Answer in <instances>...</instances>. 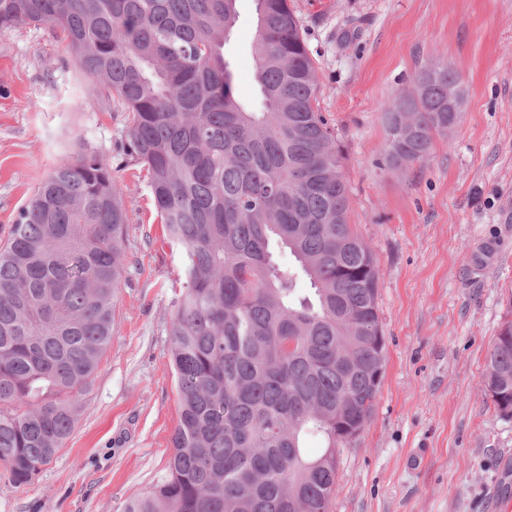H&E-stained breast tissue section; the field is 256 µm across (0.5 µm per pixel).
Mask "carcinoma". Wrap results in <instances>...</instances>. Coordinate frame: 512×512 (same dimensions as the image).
I'll return each instance as SVG.
<instances>
[{"instance_id":"1","label":"carcinoma","mask_w":512,"mask_h":512,"mask_svg":"<svg viewBox=\"0 0 512 512\" xmlns=\"http://www.w3.org/2000/svg\"><path fill=\"white\" fill-rule=\"evenodd\" d=\"M237 0H0V30L49 25L128 112L185 282L169 332L178 419L167 476L125 512H328L340 433L365 428L386 346L379 265L349 224L342 156L288 0H255L258 102L234 93ZM444 64L387 110L388 167L458 122ZM128 217L112 164L62 160L0 246V465L28 484L64 447L112 340ZM291 259L282 260L283 253ZM486 381L512 416V321ZM324 446L308 456L305 440Z\"/></svg>"}]
</instances>
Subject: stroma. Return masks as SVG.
Returning <instances> with one entry per match:
<instances>
[{"instance_id": "1", "label": "stroma", "mask_w": 512, "mask_h": 512, "mask_svg": "<svg viewBox=\"0 0 512 512\" xmlns=\"http://www.w3.org/2000/svg\"><path fill=\"white\" fill-rule=\"evenodd\" d=\"M289 5L342 155L349 221L381 269L386 365L370 420L341 450L329 512H507L512 417L485 364L512 319V0ZM237 9L227 52L249 103L254 0ZM439 63L463 90L457 125L424 159L383 166L388 104ZM98 87L49 26L0 31V244L38 183L88 149L110 161L129 217L112 343L74 431L30 484L0 468V512H124L165 475L172 449L169 331L184 260L163 237L144 172L121 163L127 115Z\"/></svg>"}]
</instances>
